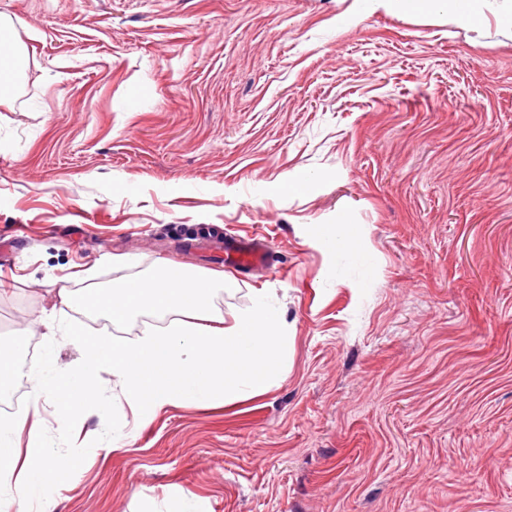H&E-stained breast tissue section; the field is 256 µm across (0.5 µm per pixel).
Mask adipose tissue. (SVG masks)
<instances>
[{
  "instance_id": "ef3b65f1",
  "label": "adipose tissue",
  "mask_w": 512,
  "mask_h": 512,
  "mask_svg": "<svg viewBox=\"0 0 512 512\" xmlns=\"http://www.w3.org/2000/svg\"><path fill=\"white\" fill-rule=\"evenodd\" d=\"M370 9H387L396 14L440 15L466 25L472 22L477 0H368ZM24 417L0 419V512H10L16 493L36 512H54L55 504L47 489L67 460L52 454L40 442L20 450L14 437L23 427Z\"/></svg>"
}]
</instances>
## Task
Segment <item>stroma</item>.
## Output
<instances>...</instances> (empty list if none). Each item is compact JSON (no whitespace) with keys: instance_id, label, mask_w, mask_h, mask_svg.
<instances>
[{"instance_id":"35a3bbf8","label":"stroma","mask_w":512,"mask_h":512,"mask_svg":"<svg viewBox=\"0 0 512 512\" xmlns=\"http://www.w3.org/2000/svg\"><path fill=\"white\" fill-rule=\"evenodd\" d=\"M358 0H0V336L35 355L60 289L224 273L226 323L267 289L293 347L236 405L125 422L56 512H512V28ZM307 179L305 192H284ZM347 224L370 258L314 244ZM261 236L272 265L209 249ZM16 444L58 434L28 400Z\"/></svg>"}]
</instances>
